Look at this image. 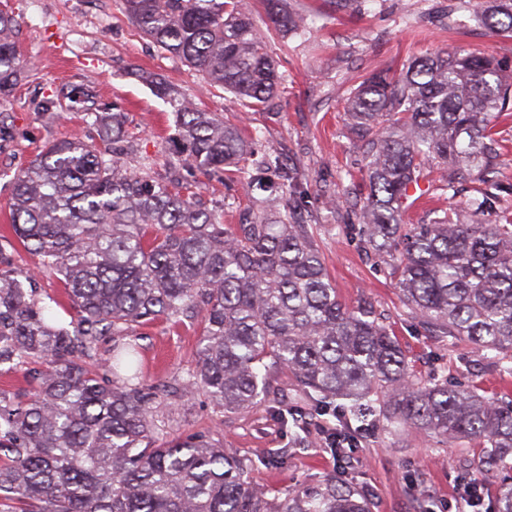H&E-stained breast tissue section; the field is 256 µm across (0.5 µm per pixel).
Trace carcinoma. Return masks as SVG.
Returning <instances> with one entry per match:
<instances>
[{
    "instance_id": "carcinoma-1",
    "label": "carcinoma",
    "mask_w": 512,
    "mask_h": 512,
    "mask_svg": "<svg viewBox=\"0 0 512 512\" xmlns=\"http://www.w3.org/2000/svg\"><path fill=\"white\" fill-rule=\"evenodd\" d=\"M139 33L235 94L245 108L273 100L281 76L244 0H124ZM282 33L302 20L288 0H265ZM489 29L512 37V0H485ZM15 19L0 10V93L21 78ZM173 105L174 168L210 177L252 157L256 212L225 224L198 199L199 180H159L123 162L121 113H92L100 142L48 143L16 178L11 228L28 253L62 276L75 317L53 324L32 276L0 249V375L34 384L0 390V512H370L354 488L329 477L274 500L243 479L244 462L204 434L157 443L153 418L165 385L149 384L137 345L121 337L159 317L201 319L198 360L178 379L219 413L252 405L269 365L306 394L376 404L391 423L490 445L480 471L512 457V402L448 383L416 382L386 326L349 308L303 224L282 218L299 173L255 138L163 82ZM512 112V75L489 55L440 52L397 77L373 74L347 101L365 139L370 193L358 213L366 244L391 254L390 276L412 315L443 338L487 352L512 348V217L487 223L501 156L495 122ZM445 187L472 184L470 220L443 210L405 224L402 200L429 167ZM103 336L110 356L92 363Z\"/></svg>"
}]
</instances>
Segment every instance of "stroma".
<instances>
[{
    "label": "stroma",
    "mask_w": 512,
    "mask_h": 512,
    "mask_svg": "<svg viewBox=\"0 0 512 512\" xmlns=\"http://www.w3.org/2000/svg\"><path fill=\"white\" fill-rule=\"evenodd\" d=\"M253 21L283 77L266 110L239 105L219 87L207 86L201 73L140 35L121 0H0L12 13L18 52L27 76L0 95V247L15 265L31 270L37 297L54 321L66 324L74 311L57 274L40 268L37 258L17 243L9 201L15 177L44 145L73 136L97 141L85 109L63 102L54 111L35 104L69 84L93 90L101 106L121 112L124 161L134 172L162 179L174 133L173 109L151 85L160 80L193 98L200 109L225 122L258 133L302 184L288 211L291 222L307 225L324 257L341 300L351 307L371 306L380 314L403 352L414 378L474 388L483 397L512 400V352L490 359L464 339L430 332L402 305L387 274L390 258L369 251L362 228L347 213L350 202L369 192L362 141L346 116L349 96L361 76L395 75L416 57L443 51H475L512 67V37L494 34L483 23L477 0H288L305 20L300 34L283 35L269 21L261 0H247ZM502 165L496 177L493 221L512 210V114L496 121ZM418 191L427 208H410L408 224H427L435 210L464 200L467 190L442 188L437 175H425ZM199 192L224 223L235 224L251 203L245 179L231 169L203 180ZM201 323L163 318L130 330L141 348L143 371L151 382L191 371L197 361ZM265 399L233 414L217 413L203 396L162 397L155 413L161 433H202L233 449L247 464L246 480L276 498L288 489L314 488L329 477L347 482L369 501L371 512H455L465 486L462 470L477 471L485 455L479 440H445L411 426L386 427L377 414L354 419L344 401L317 406L306 399L288 370L270 375ZM342 431L355 442L342 456L326 445L329 433ZM280 462L267 463L268 453Z\"/></svg>",
    "instance_id": "35a3bbf8"
}]
</instances>
